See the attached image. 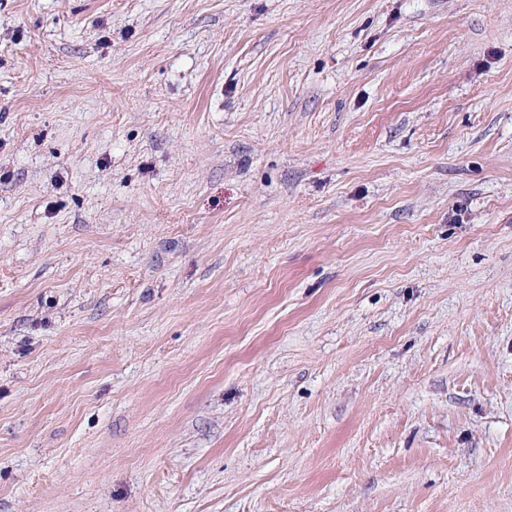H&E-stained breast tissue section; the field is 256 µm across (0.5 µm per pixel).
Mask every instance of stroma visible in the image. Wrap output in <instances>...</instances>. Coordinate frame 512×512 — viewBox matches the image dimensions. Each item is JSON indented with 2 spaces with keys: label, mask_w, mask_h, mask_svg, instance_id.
Segmentation results:
<instances>
[{
  "label": "stroma",
  "mask_w": 512,
  "mask_h": 512,
  "mask_svg": "<svg viewBox=\"0 0 512 512\" xmlns=\"http://www.w3.org/2000/svg\"><path fill=\"white\" fill-rule=\"evenodd\" d=\"M0 512H512V0H0Z\"/></svg>",
  "instance_id": "35a3bbf8"
}]
</instances>
